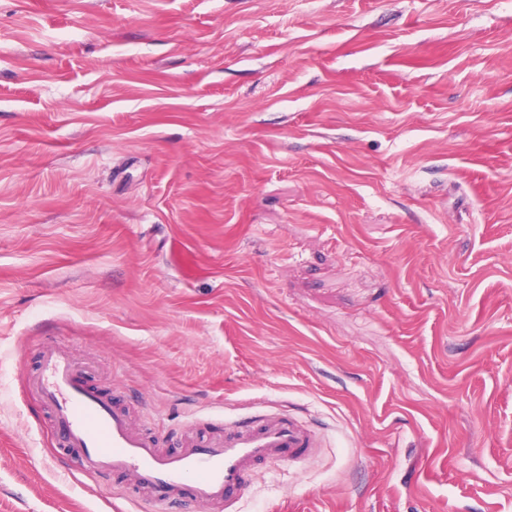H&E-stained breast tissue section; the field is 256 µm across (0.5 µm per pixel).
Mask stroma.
Wrapping results in <instances>:
<instances>
[{
	"label": "stroma",
	"instance_id": "stroma-1",
	"mask_svg": "<svg viewBox=\"0 0 512 512\" xmlns=\"http://www.w3.org/2000/svg\"><path fill=\"white\" fill-rule=\"evenodd\" d=\"M47 346L171 450L315 429L240 512H512V0H0V512H152Z\"/></svg>",
	"mask_w": 512,
	"mask_h": 512
}]
</instances>
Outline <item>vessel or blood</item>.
I'll return each instance as SVG.
<instances>
[{"label":"vessel or blood","mask_w":512,"mask_h":512,"mask_svg":"<svg viewBox=\"0 0 512 512\" xmlns=\"http://www.w3.org/2000/svg\"><path fill=\"white\" fill-rule=\"evenodd\" d=\"M29 386L51 409L66 445L82 450L88 469L132 473L142 489L155 493L159 512H169L186 493L199 512H239L259 464L303 461L321 446L314 430L281 413L226 423L223 438L203 447L189 440L179 451H166L161 437L135 430L126 413L88 389L70 358L54 347L43 348Z\"/></svg>","instance_id":"vessel-or-blood-1"}]
</instances>
